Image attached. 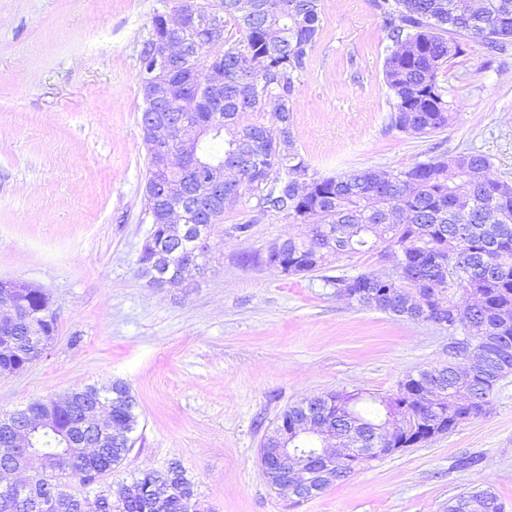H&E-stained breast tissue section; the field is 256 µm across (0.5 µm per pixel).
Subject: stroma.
Listing matches in <instances>:
<instances>
[{"mask_svg": "<svg viewBox=\"0 0 512 512\" xmlns=\"http://www.w3.org/2000/svg\"><path fill=\"white\" fill-rule=\"evenodd\" d=\"M160 0H0V280L42 288L56 318L43 357L0 376V413L88 385L125 382L137 401L135 444L83 496L180 462L206 512H446L490 490L512 512V375L488 415L422 447L362 464L302 503L272 489L264 438L301 400L360 389L396 391L448 359V332L349 304L336 277L385 272L372 251L288 276L265 265L304 225L262 216L249 237L211 225L202 269L156 287L139 257L151 232L140 127L141 46ZM391 43L374 0H322L320 35L295 79L293 134L318 176L406 169L477 151L512 180V42L467 43L442 68L453 118L411 136L389 126L383 80ZM479 456L469 470L461 456Z\"/></svg>", "mask_w": 512, "mask_h": 512, "instance_id": "obj_1", "label": "stroma"}]
</instances>
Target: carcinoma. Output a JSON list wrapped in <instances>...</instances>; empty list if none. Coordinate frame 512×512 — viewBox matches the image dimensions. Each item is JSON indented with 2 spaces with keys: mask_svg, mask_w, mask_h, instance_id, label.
<instances>
[{
  "mask_svg": "<svg viewBox=\"0 0 512 512\" xmlns=\"http://www.w3.org/2000/svg\"><path fill=\"white\" fill-rule=\"evenodd\" d=\"M392 49L385 59L384 80L393 97L390 127L411 135H429L452 119L443 65L463 52L467 41L499 50L512 39V0H375ZM321 0H224V20L240 38L224 40V128L209 134L197 148L204 160L221 159L236 183L224 201L256 200L259 215L282 213L307 234L269 247L266 263L287 275L306 274L330 256L352 258L384 243L399 247V274L362 273L336 278L337 293L357 305L413 322L433 319L436 306L456 307L452 295L478 299L465 308L473 336H506L502 345L482 347L470 371L453 361L437 368L443 392L429 397L423 377L408 375L389 396L360 392L339 397L315 396L319 421L335 426L336 440L356 443L393 417L404 403L408 412L388 447L414 448L453 431L462 420L482 416L475 408L491 402L497 384L512 374V184L483 175L490 167L484 154H440L405 170L378 174L354 170L318 177L294 147L291 98L295 75L305 68L319 38ZM206 58L187 57L172 80L207 99L202 70ZM195 174L169 187L180 198ZM167 264L179 283L202 265L189 266L185 241L167 242ZM84 400L112 401V426L125 434L105 448L93 447L89 432L77 431L67 446L55 431L40 435L30 470L28 502L55 501V512H80L82 497L73 482L94 484L114 470L133 447L138 424L137 401L122 381L109 387L72 391ZM52 413L55 426H77L81 413L64 402L53 409L37 400L0 415V442L19 417L35 421ZM169 493L163 510L148 493ZM194 485L178 463L164 472L144 471L131 486L118 483L100 492L98 512H187L182 501ZM0 512H31L0 489ZM448 512H503L489 490L463 492L448 501Z\"/></svg>",
  "mask_w": 512,
  "mask_h": 512,
  "instance_id": "1",
  "label": "carcinoma"
}]
</instances>
